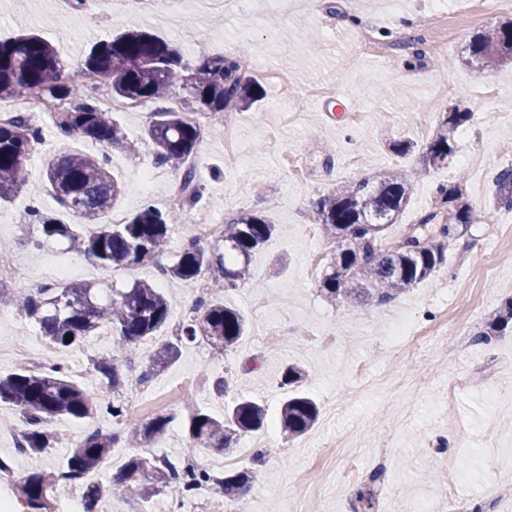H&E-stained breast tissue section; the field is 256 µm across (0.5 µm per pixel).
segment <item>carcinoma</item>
Wrapping results in <instances>:
<instances>
[{
	"mask_svg": "<svg viewBox=\"0 0 512 512\" xmlns=\"http://www.w3.org/2000/svg\"><path fill=\"white\" fill-rule=\"evenodd\" d=\"M512 63V19L493 24L472 36L464 63L477 74ZM187 72L181 81L179 70ZM81 71L95 77L91 84L62 82L64 65L57 49L35 33H22L0 41V101L33 95L51 105L61 101L65 109L55 113L54 124L64 138H90L103 147L120 146L137 152L138 143L128 140L111 112L101 108L96 90L106 83L112 97L130 105L163 101L180 85L198 112L222 113L239 108L263 95V89L242 72L235 57L198 58L194 64L182 57L164 39L147 31L130 29L111 41L92 47ZM472 119L468 109L446 111L441 130L422 152L426 169L450 162L455 148L454 133ZM145 137L153 145L155 159L179 173L181 192L172 198L173 208L163 211L152 204L143 206L122 224H105L120 185L107 168V156L65 153L50 157L44 165V185L57 203L76 219L65 224L30 207L31 216L47 237L67 240L69 247L93 259L101 267H126L156 262L162 253L172 224L173 210L195 207L202 187L189 165L201 139L199 123L189 112L160 107L151 113ZM42 142V130L24 113L16 121L0 124V201L13 197L26 182L27 165ZM500 202L512 207V168L497 177ZM409 194L408 177L394 170L378 177L363 178L341 185L312 203L313 214L333 250L319 286L334 301L344 297L357 305L378 306L428 278L446 260L450 238L448 225L465 230L481 218V212L462 201L460 184L436 188L435 207L418 224L410 225L397 239L385 232L397 223ZM276 230V225L257 214L241 213L224 224V250L206 249L190 237L176 262L165 267L168 281L193 282L205 272L209 294L192 309L174 335L158 338L169 317L170 304L164 289L155 283L138 281L102 298L91 283H72L46 288L41 293L25 292L16 310L34 320L41 335L56 350H79L85 339L102 327L112 331V347L92 358V370L112 389L105 401L94 391L75 382L65 363L56 361L45 370L26 367L0 377V405L13 407L25 429L19 448L42 454L54 447L58 435L51 424L66 417L75 422L99 413L119 422L127 407L120 390L125 386L124 368L131 364L129 352L150 339L158 343L149 357L142 379L173 364L187 344L206 342L220 351L231 350L247 332L245 317L224 305L220 295L235 290L251 278V260ZM512 324V301L506 304L486 330L477 335L483 344L501 336ZM70 341H65V337ZM319 410L309 396L292 392L281 406V424L288 437L308 432ZM265 409L244 396H236L217 418L196 408L187 416V438L196 448L232 449L238 436L262 428ZM169 417L156 413L130 433L95 430L79 437L62 460L60 474L80 482L83 512H99L104 496L100 483H87L85 476L112 460L118 448L157 443L165 434ZM264 456L255 455L250 465L231 468L221 476L197 468L176 473L148 457L128 458L112 479L111 492L149 499L167 489L180 497L212 489L224 500H244L258 478L256 465ZM52 473L33 472L20 479L18 492L27 512H50L54 491Z\"/></svg>",
	"mask_w": 512,
	"mask_h": 512,
	"instance_id": "obj_1",
	"label": "carcinoma"
}]
</instances>
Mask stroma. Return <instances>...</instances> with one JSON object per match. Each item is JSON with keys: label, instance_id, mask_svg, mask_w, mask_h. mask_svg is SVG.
Wrapping results in <instances>:
<instances>
[{"label": "stroma", "instance_id": "obj_1", "mask_svg": "<svg viewBox=\"0 0 512 512\" xmlns=\"http://www.w3.org/2000/svg\"><path fill=\"white\" fill-rule=\"evenodd\" d=\"M430 2L405 0L404 11L392 15L386 0H321L315 14L291 9L288 0H232L219 14L196 11L189 0H164V11L150 19L105 21L60 15L56 0H0V40L37 32L55 44L66 70L78 69L94 44L137 25L175 44L188 63L201 55L245 58L248 76L264 89L250 108L197 114L202 138L192 160L203 187L196 213L229 218L255 212L279 226L254 252L250 281L224 297L247 318V336L227 353L190 345L146 388L126 390L129 417L122 425L103 414L89 424L64 418L54 424L61 439L92 427L126 431L161 407L173 420L151 450L181 453L188 446L182 423L192 409L223 413L225 399L212 381L225 374L235 392L267 409L257 432L266 443V463L243 512H354L356 493L368 485L381 452L387 478L371 512H406L418 497L433 496L445 473L457 487L445 512H471L487 498L498 512H512V335L469 345L440 328L445 320L483 331L512 299V262L492 274L484 262L492 239L499 252L512 255V209L497 204L495 187L506 167L496 145L512 139V68L482 77L463 63L470 38L512 11L476 16L463 0H447L448 12L440 15ZM173 8L183 13L182 30L164 22L165 10ZM423 15L432 19V42L422 53L365 51L355 40L368 25L409 31ZM482 83L499 87L498 102L480 97ZM456 104L469 108L473 119L455 137L451 163L424 169L418 151L439 132L442 107ZM154 108L149 102L115 115L127 136L142 142L134 159L118 146L110 152V171L123 186L116 207L128 215L148 202L168 209L172 200L167 184L148 197L137 188L152 158L142 137ZM398 139L413 141L417 153L393 155L388 145ZM329 156L337 166L326 177L320 162ZM394 169L407 175L410 194L388 236L418 223L433 207L437 185L456 180L484 217L449 246L445 263L392 303L360 309L343 299L328 301L317 287L323 267L314 258L331 247L311 203L338 185ZM42 173V165L28 164L26 185L0 204V242L11 246L12 263L34 269L60 256L69 266L67 282L87 280L89 259L43 235L27 215L35 199L45 214L70 220L40 193ZM19 289L15 281H0V341H33L30 365L37 368L51 350L14 308ZM394 312L414 328L425 347L421 356H405L389 342ZM293 364L305 370L301 389L319 407L314 427L294 439L279 421L282 373ZM489 389L496 392L491 406L483 399ZM0 418L9 422L0 429V459H12L25 472L56 470L65 448L18 454L21 418L8 406Z\"/></svg>", "mask_w": 512, "mask_h": 512}]
</instances>
